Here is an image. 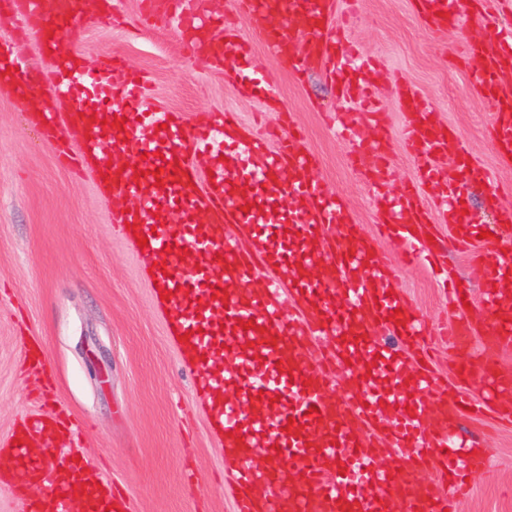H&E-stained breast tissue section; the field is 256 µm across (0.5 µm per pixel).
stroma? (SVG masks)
<instances>
[{
  "label": "stroma",
  "instance_id": "1",
  "mask_svg": "<svg viewBox=\"0 0 512 512\" xmlns=\"http://www.w3.org/2000/svg\"><path fill=\"white\" fill-rule=\"evenodd\" d=\"M112 4L108 20L73 28L61 50L80 53L91 65L107 54L122 58L147 76L156 108L195 123L228 110L245 123L272 126L281 113L290 114L317 158L315 176L344 196L383 260L394 262L379 236L374 191L350 162L351 144L325 120L326 111L355 106L333 96L322 73L292 75L232 0H206V8L251 45L253 64L274 92L273 99H260L234 83L232 65L212 68L164 26H147L145 0ZM19 25L15 16L0 14V38L14 39L40 86H49L53 64L36 39H16ZM482 35L477 27L429 31L411 0H359L348 37L367 62L359 76L376 89L384 114L380 125L361 126L360 135L387 140L390 193L413 181L417 167L403 146L405 117L393 92L399 80L469 141L479 163L495 167L490 107L472 91L478 66L461 55L467 40ZM110 207L92 175L79 177L63 166L27 106L0 87V439L40 406L39 375L20 369L23 321L43 347L59 402L92 424L61 447L40 449V456L83 457L82 475L117 480L132 512H233L234 482L224 466V444L207 423L205 396L168 334V313L158 306L136 253L113 234ZM399 284L429 321L445 316L447 296L430 267H402ZM461 430L491 449L492 458L472 475L460 512H512V421L492 412L462 422Z\"/></svg>",
  "mask_w": 512,
  "mask_h": 512
}]
</instances>
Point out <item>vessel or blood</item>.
<instances>
[{"mask_svg": "<svg viewBox=\"0 0 512 512\" xmlns=\"http://www.w3.org/2000/svg\"><path fill=\"white\" fill-rule=\"evenodd\" d=\"M488 0H415L431 31L478 21L488 36L469 40L466 58L479 66L476 93L491 105L489 137L499 167L512 169V28L498 24ZM339 0H239L269 52L289 72L319 69L336 77L339 97L367 106L380 121L367 85L354 79L356 53L346 39ZM33 34L56 76L48 96L62 111L38 118L46 141L69 164L104 174L112 196L111 224L135 244L141 266L166 298L173 331L185 338L207 416L221 432L237 489L234 512H458L468 477L487 466L459 442L464 419L487 409H512V370L496 352L512 349V252L466 213V191H482L499 226L512 225L489 168L470 143L440 122L406 82L396 97L410 120L403 143L418 172L399 196L379 194V236L409 261L437 266L448 285L450 311L479 302L488 319L462 320L432 330L382 262L376 239L362 233L340 195L316 178V158L301 130L283 117L272 130L245 128L236 112L214 123H189L178 112L152 110L148 84L112 55L88 66L60 55L58 41L83 19L85 0H0ZM151 16L179 33H193L195 51L210 63L233 62L234 81L265 92L268 81L252 64L248 43L226 31L221 15L204 14L188 0H154ZM305 20L304 38L288 23ZM31 91L30 69L12 43L0 42V83ZM131 148L128 164L110 162L106 145ZM206 158L204 171L187 149ZM353 166L375 185L390 172L382 141H360ZM430 193L434 208L422 203ZM447 225L441 236L439 225ZM146 246H137V239ZM482 272L479 292L458 284L447 249ZM265 278L263 288L250 284ZM389 331L399 348L374 338ZM444 336L459 352L457 373L491 389L473 399L448 389L434 368L429 342ZM347 397H329L338 371ZM75 421L51 403L0 439L10 459V482L38 489L27 512H128L111 481L80 478L66 461L46 476L29 452L32 437L67 435Z\"/></svg>", "mask_w": 512, "mask_h": 512, "instance_id": "obj_1", "label": "vessel or blood"}]
</instances>
